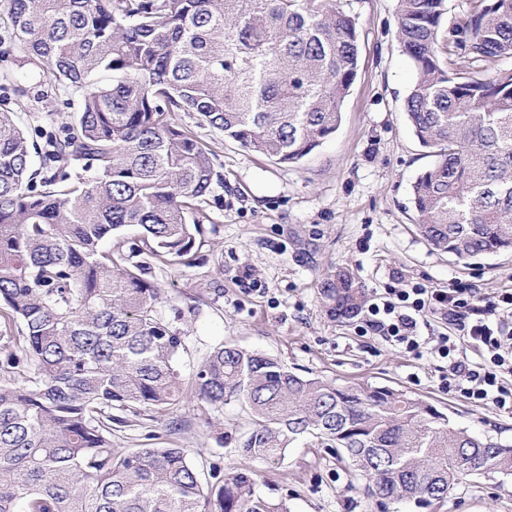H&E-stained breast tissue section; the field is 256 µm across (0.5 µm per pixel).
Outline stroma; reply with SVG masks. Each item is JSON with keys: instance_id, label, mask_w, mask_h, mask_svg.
Segmentation results:
<instances>
[{"instance_id": "stroma-1", "label": "stroma", "mask_w": 512, "mask_h": 512, "mask_svg": "<svg viewBox=\"0 0 512 512\" xmlns=\"http://www.w3.org/2000/svg\"><path fill=\"white\" fill-rule=\"evenodd\" d=\"M341 6L356 23L359 67L335 135L298 162L277 163L198 128L224 189L206 210L194 265L153 260L147 273L161 290L160 313L183 339L180 397L155 419L126 413L125 426L112 432L113 447L186 449L205 481L215 463L227 471L254 468L239 450L251 426L247 412L235 400L214 409L195 392L197 367L222 343L340 388H395L434 405L452 426L512 446V413L442 389L448 363L432 346L447 320L429 318L413 354L359 336L361 316L338 315L324 293L336 278L348 279L363 309L389 286L457 281L483 294L512 288L511 251L464 261L419 234L412 184L434 158L405 114L415 70L397 37V0ZM1 70L27 91L6 108L33 140L72 118V109L52 102L50 81L38 69L13 58L0 62ZM259 479L274 496L287 497L291 512H420L405 502L379 510L365 479L312 437L260 469ZM440 512H512V477L464 479Z\"/></svg>"}]
</instances>
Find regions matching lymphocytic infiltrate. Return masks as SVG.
Instances as JSON below:
<instances>
[{"label": "lymphocytic infiltrate", "mask_w": 512, "mask_h": 512, "mask_svg": "<svg viewBox=\"0 0 512 512\" xmlns=\"http://www.w3.org/2000/svg\"><path fill=\"white\" fill-rule=\"evenodd\" d=\"M435 314L448 319L449 332L435 345L436 353L448 361L444 390L468 399H489L512 411V388L504 384L512 378L511 288L499 289L489 300L457 282L445 288H388L365 309L360 333L413 351L420 346L424 318ZM463 340L479 352V365L457 358Z\"/></svg>", "instance_id": "f902f5d3"}]
</instances>
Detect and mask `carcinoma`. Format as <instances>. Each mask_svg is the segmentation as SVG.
Listing matches in <instances>:
<instances>
[{
  "mask_svg": "<svg viewBox=\"0 0 512 512\" xmlns=\"http://www.w3.org/2000/svg\"><path fill=\"white\" fill-rule=\"evenodd\" d=\"M0 44L42 70L76 115L43 166L15 113L0 112V512H290L253 470L203 484L184 448L112 447L118 411L167 414L182 337L143 263L101 243L140 229L138 255L188 263L216 189L211 152L185 112L278 163L341 125L357 76L354 19L337 0H0ZM446 0H398L415 68L405 112L435 162L412 186L417 229L460 260L512 249V0H472L444 38ZM475 72L448 69L452 49ZM352 315L349 283L327 289ZM216 409L251 417L241 452L279 463L305 435L336 449L380 503L439 508L460 480L512 476V448L452 428L388 387L339 389L237 346L195 375Z\"/></svg>",
  "mask_w": 512,
  "mask_h": 512,
  "instance_id": "1",
  "label": "carcinoma"
}]
</instances>
